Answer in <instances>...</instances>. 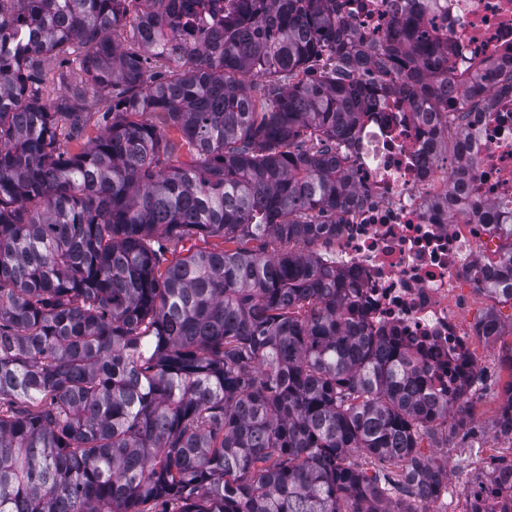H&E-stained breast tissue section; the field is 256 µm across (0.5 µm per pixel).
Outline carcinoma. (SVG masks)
Here are the masks:
<instances>
[{"instance_id":"cac0c4a2","label":"carcinoma","mask_w":512,"mask_h":512,"mask_svg":"<svg viewBox=\"0 0 512 512\" xmlns=\"http://www.w3.org/2000/svg\"><path fill=\"white\" fill-rule=\"evenodd\" d=\"M131 2L0 0V512H414L389 493L438 492L419 447L463 420L464 384L437 394L298 245L335 239L357 200L344 162L384 77L436 109L458 89L485 107L490 85L409 6L368 51L336 0H234L204 40L200 0ZM127 26L136 51L112 39ZM76 46L80 81L28 85ZM506 238L477 278L512 300Z\"/></svg>"}]
</instances>
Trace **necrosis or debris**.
Returning <instances> with one entry per match:
<instances>
[{"instance_id":"obj_1","label":"necrosis or debris","mask_w":512,"mask_h":512,"mask_svg":"<svg viewBox=\"0 0 512 512\" xmlns=\"http://www.w3.org/2000/svg\"><path fill=\"white\" fill-rule=\"evenodd\" d=\"M401 0H336L342 24L363 43H383L402 11ZM441 27L454 48L456 72L512 55V0H438L422 14ZM469 156L476 165L466 190L476 203L512 201V91L495 90L487 112L474 114ZM439 133L429 130L395 92L368 103L351 160L362 202L344 217L327 259L361 306L368 328L394 331L431 364L436 390L454 388L448 365L465 360L472 387L483 385L482 358L473 344L465 292L476 287V260L498 255L489 225L469 221L458 207L448 219L452 161L436 155ZM512 512V477L499 459L486 458L448 498L428 512Z\"/></svg>"}]
</instances>
